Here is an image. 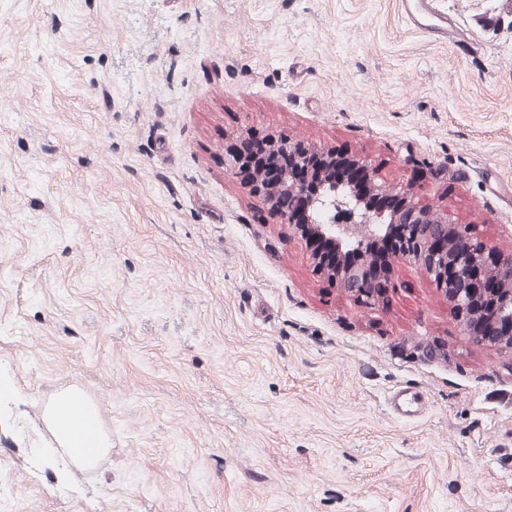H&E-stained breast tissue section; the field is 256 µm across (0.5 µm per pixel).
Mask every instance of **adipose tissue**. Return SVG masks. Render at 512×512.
Listing matches in <instances>:
<instances>
[{
    "label": "adipose tissue",
    "mask_w": 512,
    "mask_h": 512,
    "mask_svg": "<svg viewBox=\"0 0 512 512\" xmlns=\"http://www.w3.org/2000/svg\"><path fill=\"white\" fill-rule=\"evenodd\" d=\"M59 401L68 405L69 411L50 412L45 419L48 428L72 460L92 463L96 454L111 446L101 430L98 408L76 391L63 393Z\"/></svg>",
    "instance_id": "ef3b65f1"
}]
</instances>
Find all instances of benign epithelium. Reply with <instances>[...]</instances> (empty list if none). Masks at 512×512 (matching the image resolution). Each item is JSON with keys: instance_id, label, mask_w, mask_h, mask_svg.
Here are the masks:
<instances>
[{"instance_id": "benign-epithelium-1", "label": "benign epithelium", "mask_w": 512, "mask_h": 512, "mask_svg": "<svg viewBox=\"0 0 512 512\" xmlns=\"http://www.w3.org/2000/svg\"><path fill=\"white\" fill-rule=\"evenodd\" d=\"M265 145L224 150V168L300 240L312 272L356 300L384 305L392 260L418 267L448 301L459 332L512 350V256L488 246L479 226L383 180L364 160L321 152L269 129Z\"/></svg>"}]
</instances>
